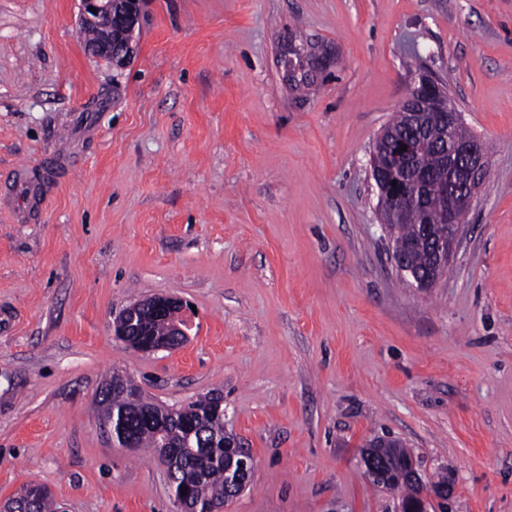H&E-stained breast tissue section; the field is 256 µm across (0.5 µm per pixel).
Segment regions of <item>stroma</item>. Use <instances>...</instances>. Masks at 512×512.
Wrapping results in <instances>:
<instances>
[{
	"instance_id": "obj_1",
	"label": "stroma",
	"mask_w": 512,
	"mask_h": 512,
	"mask_svg": "<svg viewBox=\"0 0 512 512\" xmlns=\"http://www.w3.org/2000/svg\"><path fill=\"white\" fill-rule=\"evenodd\" d=\"M78 19L0 0V504L34 482L64 512H172L102 422L117 371L169 406L222 395L256 460L224 512H393L363 473L378 437L448 478V512H512V0H146L122 68ZM424 71L487 160L430 288L370 176ZM159 294L189 339L137 353L112 321ZM288 53V61L285 63V68L288 72V82L294 89H300L301 87L308 86L311 79H313L312 69L310 68L312 53L308 54L306 58L301 57L300 51L296 47H292ZM295 56V59L290 57ZM306 60V61H305ZM307 63L305 65L304 63ZM309 69H306V67Z\"/></svg>"
}]
</instances>
